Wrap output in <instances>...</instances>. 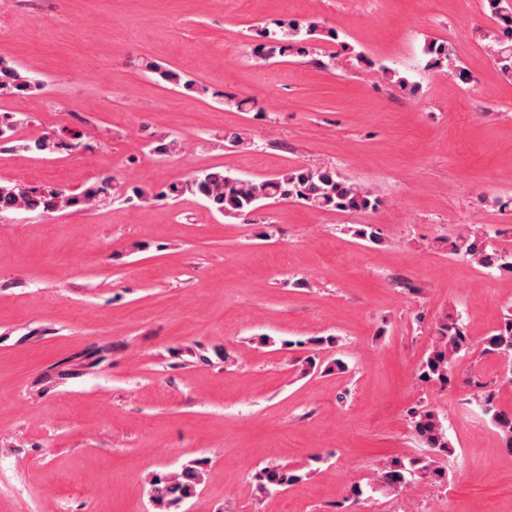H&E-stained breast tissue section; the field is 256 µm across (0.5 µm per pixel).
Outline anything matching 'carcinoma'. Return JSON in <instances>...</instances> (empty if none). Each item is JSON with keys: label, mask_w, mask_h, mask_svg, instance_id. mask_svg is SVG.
<instances>
[{"label": "carcinoma", "mask_w": 512, "mask_h": 512, "mask_svg": "<svg viewBox=\"0 0 512 512\" xmlns=\"http://www.w3.org/2000/svg\"><path fill=\"white\" fill-rule=\"evenodd\" d=\"M489 18L496 22L501 34L488 45L502 74L512 77V0H484ZM317 31V24L311 21H293L280 27L277 32H266L269 44L265 52L257 56L260 61L270 60L289 50L298 54L306 52L310 37ZM425 53L430 63L442 66L451 60L448 46L432 40L425 44ZM145 69L161 81L174 87L192 89L197 81L189 75L165 68L152 62L145 63ZM37 82L22 73V70L9 60L0 58V93L14 94L28 90ZM26 123L12 113L0 114V141L10 142L16 129ZM60 143L49 136L31 139L22 148L33 153H53ZM181 148L178 136L167 137L156 142L151 152L159 157H170ZM112 189V178L104 177L80 192L51 187L27 186L11 181L0 182V213L12 211H43L45 213L66 209H87L97 205ZM186 194L198 196L208 208L225 217L240 215L255 207L261 200L292 199L315 210H341L349 212L367 211L376 205L377 198L370 190L342 177L331 168H288L276 177L256 181L231 174L217 167L196 171L184 182L169 186L160 193L163 198H177ZM451 253L466 257L486 269L512 272V248H496L486 231L459 235L451 241ZM470 342L462 326L454 321L441 325L428 355L418 369L417 378L422 383L449 380L453 360L469 351ZM483 353L503 359L509 368L500 385L512 388V309L504 314L494 332L485 338ZM496 394L493 391L478 397V405L483 412L491 415V421L501 436L512 442V413L500 411L494 405ZM411 423L417 436L430 448V455L410 458L406 461L393 459L383 466L388 472L384 487L398 491L419 479L436 482L445 480V470L440 466L441 457L436 449L444 448L453 453L448 441V427L444 419L433 410H414ZM188 480L178 476V485L165 492L157 490L159 481L152 483V503L167 498L176 504L191 494L198 483L199 472L191 467L184 468ZM263 477L260 490L270 494L299 483L303 475L295 470L278 467H265L260 470Z\"/></svg>", "instance_id": "carcinoma-1"}]
</instances>
